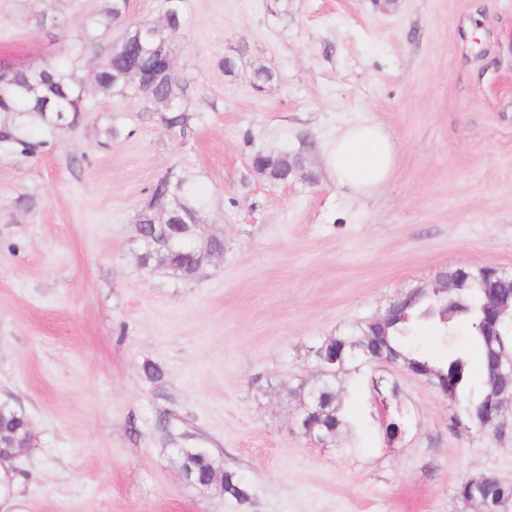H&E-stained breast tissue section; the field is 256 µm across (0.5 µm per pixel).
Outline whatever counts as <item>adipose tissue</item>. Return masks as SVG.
I'll list each match as a JSON object with an SVG mask.
<instances>
[{"mask_svg":"<svg viewBox=\"0 0 512 512\" xmlns=\"http://www.w3.org/2000/svg\"><path fill=\"white\" fill-rule=\"evenodd\" d=\"M396 145L383 126L355 123L333 142L325 165L338 185L358 195H369L391 177Z\"/></svg>","mask_w":512,"mask_h":512,"instance_id":"1","label":"adipose tissue"}]
</instances>
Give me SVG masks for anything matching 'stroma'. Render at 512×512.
I'll return each mask as SVG.
<instances>
[{
  "label": "stroma",
  "mask_w": 512,
  "mask_h": 512,
  "mask_svg": "<svg viewBox=\"0 0 512 512\" xmlns=\"http://www.w3.org/2000/svg\"><path fill=\"white\" fill-rule=\"evenodd\" d=\"M102 5L0 0V64L73 66L85 106L37 154L0 149V401L33 437L0 512H480L456 488L512 484V409L505 434L454 433L458 403L366 366L339 380L346 426L322 444L281 386L312 375V343L443 271L512 272V0H183V139L165 104L97 85L119 32L78 35ZM357 122L397 147L369 197L324 163ZM285 152L304 160L288 181L255 171V154ZM167 174L200 207L198 238H224L190 281L139 262L137 214ZM412 342L479 364L463 324H422ZM378 378L397 396L380 399ZM184 448L243 476L249 501L185 481Z\"/></svg>",
  "instance_id": "obj_1"
}]
</instances>
